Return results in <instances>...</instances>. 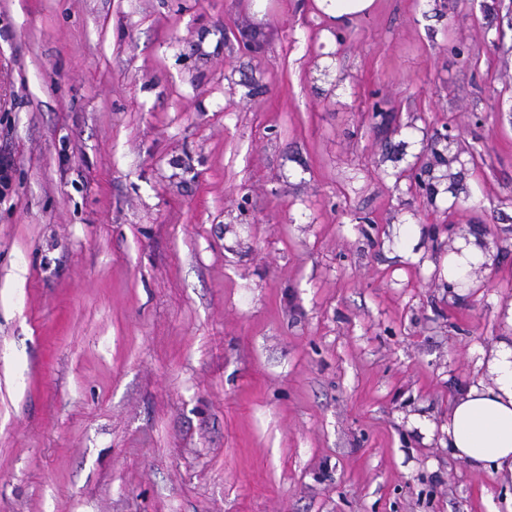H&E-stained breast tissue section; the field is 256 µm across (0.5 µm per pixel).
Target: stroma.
<instances>
[{
  "instance_id": "stroma-1",
  "label": "stroma",
  "mask_w": 512,
  "mask_h": 512,
  "mask_svg": "<svg viewBox=\"0 0 512 512\" xmlns=\"http://www.w3.org/2000/svg\"><path fill=\"white\" fill-rule=\"evenodd\" d=\"M0 154V512H506L512 0H0ZM315 4L336 26H343L369 14L375 0H315ZM484 376L473 380L448 410V450L476 471L512 474V336L490 351Z\"/></svg>"
}]
</instances>
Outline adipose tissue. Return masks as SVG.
<instances>
[{
    "label": "adipose tissue",
    "instance_id": "1",
    "mask_svg": "<svg viewBox=\"0 0 512 512\" xmlns=\"http://www.w3.org/2000/svg\"><path fill=\"white\" fill-rule=\"evenodd\" d=\"M448 410V450L476 471L512 472V336L502 337Z\"/></svg>",
    "mask_w": 512,
    "mask_h": 512
}]
</instances>
